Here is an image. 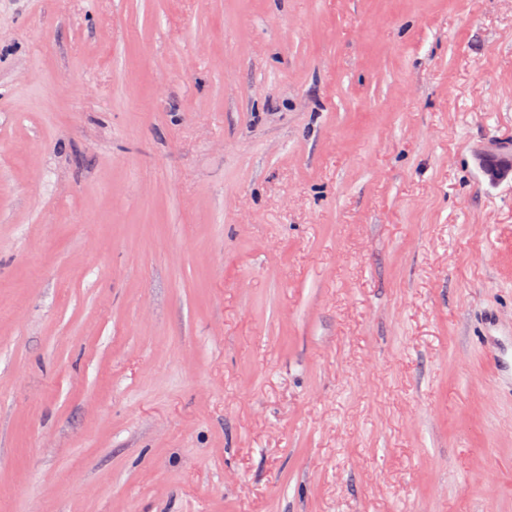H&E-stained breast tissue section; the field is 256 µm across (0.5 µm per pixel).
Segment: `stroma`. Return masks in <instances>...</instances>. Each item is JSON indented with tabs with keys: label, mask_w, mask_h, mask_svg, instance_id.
Listing matches in <instances>:
<instances>
[{
	"label": "stroma",
	"mask_w": 512,
	"mask_h": 512,
	"mask_svg": "<svg viewBox=\"0 0 512 512\" xmlns=\"http://www.w3.org/2000/svg\"><path fill=\"white\" fill-rule=\"evenodd\" d=\"M512 0H0V512H512ZM511 151L509 152L505 146L500 143H494L493 148L484 154L487 159L484 165V174L490 182H498L511 176ZM487 174H492L489 177Z\"/></svg>",
	"instance_id": "obj_1"
}]
</instances>
